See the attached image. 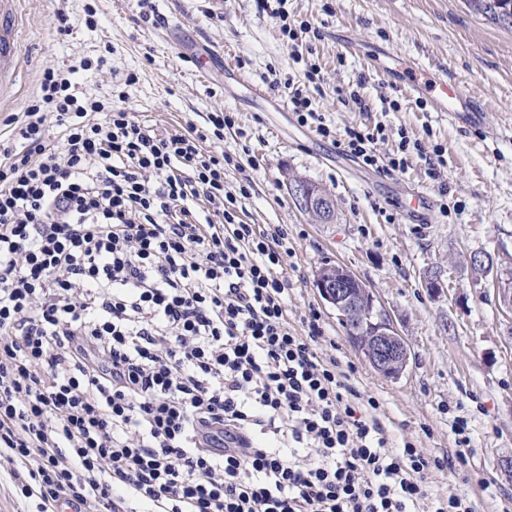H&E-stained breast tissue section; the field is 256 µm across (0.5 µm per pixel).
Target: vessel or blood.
<instances>
[{
  "instance_id": "b4317fda",
  "label": "vessel or blood",
  "mask_w": 512,
  "mask_h": 512,
  "mask_svg": "<svg viewBox=\"0 0 512 512\" xmlns=\"http://www.w3.org/2000/svg\"><path fill=\"white\" fill-rule=\"evenodd\" d=\"M18 0H0V70L14 76L21 52ZM395 70L405 71L410 93L428 100L434 111L447 113L451 122L480 124L483 106L449 81L443 71L427 70L415 62H395Z\"/></svg>"
}]
</instances>
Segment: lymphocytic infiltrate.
Instances as JSON below:
<instances>
[{
  "label": "lymphocytic infiltrate",
  "instance_id": "f902f5d3",
  "mask_svg": "<svg viewBox=\"0 0 512 512\" xmlns=\"http://www.w3.org/2000/svg\"><path fill=\"white\" fill-rule=\"evenodd\" d=\"M283 88L298 124L366 168L417 155L440 194L445 150L382 125L336 132L314 107L325 77L308 54ZM44 68L19 144L0 150V457L38 512H474L431 496L455 453L390 449L382 404L323 354L321 316L288 315L284 224H245L246 185L214 112L165 136L136 113Z\"/></svg>",
  "mask_w": 512,
  "mask_h": 512
}]
</instances>
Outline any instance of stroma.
<instances>
[{
  "instance_id": "stroma-1",
  "label": "stroma",
  "mask_w": 512,
  "mask_h": 512,
  "mask_svg": "<svg viewBox=\"0 0 512 512\" xmlns=\"http://www.w3.org/2000/svg\"><path fill=\"white\" fill-rule=\"evenodd\" d=\"M158 22L142 18L137 0H21L22 54L15 81L0 91V142H10L5 119L23 111L43 67L105 58V70L79 74L87 94H124L125 105L160 134L203 124L208 113H235L224 147L247 149L259 167L228 170L230 186L249 185L240 218L247 224L288 227L286 259L291 318L316 309L336 342L335 354L356 368L355 383L379 398L392 443L417 440L425 454L454 453L453 417L469 421L472 452L460 470L430 475L432 494L468 493L476 512H512V311L494 288L481 287L469 264L490 254L512 279V31L471 12L465 0H288L289 21H309L323 33L315 42L325 83L316 109L336 129L383 122L418 136L430 130L447 164L431 179L420 161L387 176L363 168L330 140L300 126L273 80L297 77L301 45L283 38L275 19L254 0H152ZM70 18L71 33L55 30V14ZM94 27H87L86 17ZM360 46L353 52L346 40ZM211 57L208 74L190 59ZM235 59L225 71L224 56ZM447 67L448 77L488 110L466 129L447 113L419 108L398 75L380 71L388 58ZM137 74L126 85L127 74ZM367 77L361 112L337 99L338 89ZM265 95L257 98L253 86ZM400 97L399 111H384L382 96ZM326 190L336 221L318 224L288 193L289 176ZM448 185V214L413 217L402 204L415 188L438 199ZM350 270L389 315L410 349L404 375L390 380L374 371L349 344L335 311L314 283L318 267ZM441 272L444 287L431 294L424 277Z\"/></svg>"
}]
</instances>
